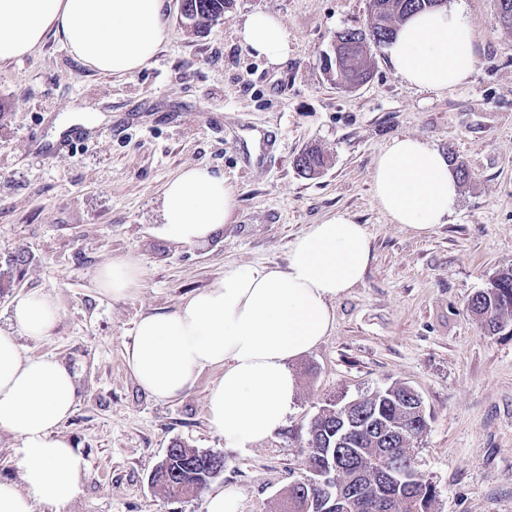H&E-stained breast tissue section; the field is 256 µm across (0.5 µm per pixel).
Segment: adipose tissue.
Segmentation results:
<instances>
[{
    "label": "adipose tissue",
    "mask_w": 512,
    "mask_h": 512,
    "mask_svg": "<svg viewBox=\"0 0 512 512\" xmlns=\"http://www.w3.org/2000/svg\"><path fill=\"white\" fill-rule=\"evenodd\" d=\"M165 0H0V63L21 58L47 36L104 75L130 76L156 54L166 36ZM241 42L269 66L288 57V33L266 12L249 14ZM386 52L405 83L442 90L473 73L472 26L457 9L417 13L400 26ZM374 197L390 223L429 233L444 223L458 196L449 160L418 139L394 138L379 153ZM164 222L156 228L178 245L202 244L227 224L234 198L224 178L202 166L180 171L164 189ZM371 260L363 225L337 214L309 225L292 243L286 267L226 269L211 287L176 310L138 322L126 348L137 383L160 399L189 390L207 369L220 376L207 396V418L225 447L264 441L285 422L297 391L288 361L314 350L332 330L333 305L360 283ZM140 282L135 262L122 259L97 273L99 289L127 296ZM11 316L21 334L49 337L60 316L55 298L17 295ZM78 401V375L50 355L23 353L0 332V431L21 442V486L0 483V512H35L51 501L76 500L88 467L59 431Z\"/></svg>",
    "instance_id": "obj_1"
}]
</instances>
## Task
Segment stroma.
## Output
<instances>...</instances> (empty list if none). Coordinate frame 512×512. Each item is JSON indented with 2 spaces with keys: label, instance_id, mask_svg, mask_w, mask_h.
<instances>
[{
  "label": "stroma",
  "instance_id": "obj_1",
  "mask_svg": "<svg viewBox=\"0 0 512 512\" xmlns=\"http://www.w3.org/2000/svg\"><path fill=\"white\" fill-rule=\"evenodd\" d=\"M445 5L470 18L476 57L468 81L446 90L408 86L382 49L366 82L338 83L326 56L336 32L367 27L368 0H230L200 33L184 25L180 0H166L167 38L126 77L84 66L53 36L0 63V332L16 334L17 293L58 301L51 336L18 342L76 369L79 400L60 431L89 463L77 500L36 512H207L222 489L239 512H285L312 418L395 383L423 401L428 427L414 448L436 489L432 512H512V335H487L467 310L512 268V30L494 0ZM255 11L288 32L280 66L237 36ZM265 131L274 144L253 142ZM403 135L468 171L446 223L423 235L389 223L374 198L375 159ZM313 146L326 165L307 178L295 160ZM191 165L223 175L235 205L209 241L176 245L155 228L166 183ZM335 214L366 227L372 259L336 300L330 335L289 362L298 390L281 428L225 447L207 419L213 369L170 399L138 385L125 350L142 316L175 310L226 268L286 266L295 238ZM117 259L141 278L115 300L96 275ZM176 441L225 458L219 477L180 501L150 480Z\"/></svg>",
  "mask_w": 512,
  "mask_h": 512
}]
</instances>
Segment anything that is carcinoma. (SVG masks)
<instances>
[{
  "mask_svg": "<svg viewBox=\"0 0 512 512\" xmlns=\"http://www.w3.org/2000/svg\"><path fill=\"white\" fill-rule=\"evenodd\" d=\"M195 15L196 22L190 29L199 33L224 15L226 0H186ZM370 26L373 41L362 44L360 30L347 29L337 33L341 42L336 75L349 86H358L369 78L372 68L371 52L389 43L399 25L410 15L437 7L436 0H369ZM296 168L305 176H314L324 167L323 155L314 148L300 154ZM467 309L479 317L491 335L503 332L512 334V268L501 270L492 277L489 287L472 296ZM409 396V387L391 385L366 395V406L354 408L358 424L342 444L338 467L342 474L354 480L351 485L352 500L338 512H389L387 496L395 492L399 498L396 512H431L436 492L432 483L425 479L417 467L412 448L427 427V421L415 419L403 407ZM403 424L411 430L405 441L388 440L386 444L371 441L374 428ZM336 440V404L330 403L320 409L310 423L307 451L303 460V475L321 461L322 453ZM398 467L405 473L400 486L391 490L374 483L371 477L386 467ZM224 472V455L210 450L190 448L175 442L168 449L165 466L154 470L155 485L171 498H186ZM303 480H298L288 491L291 512H311L305 506L300 491Z\"/></svg>",
  "mask_w": 512,
  "mask_h": 512,
  "instance_id": "1",
  "label": "carcinoma"
}]
</instances>
